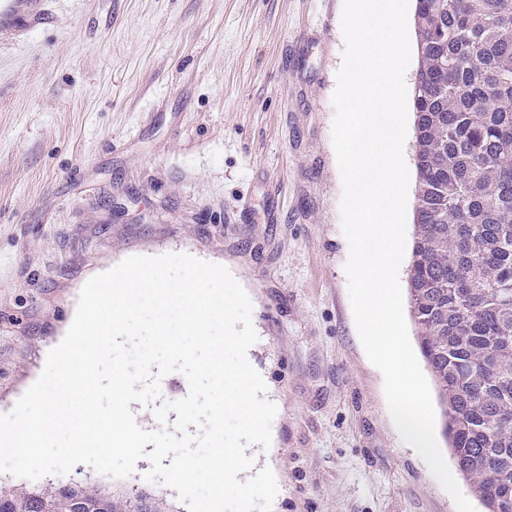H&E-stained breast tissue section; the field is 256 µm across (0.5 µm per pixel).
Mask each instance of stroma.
<instances>
[{
    "label": "stroma",
    "mask_w": 512,
    "mask_h": 512,
    "mask_svg": "<svg viewBox=\"0 0 512 512\" xmlns=\"http://www.w3.org/2000/svg\"><path fill=\"white\" fill-rule=\"evenodd\" d=\"M343 0H49L0 30V414L123 259L227 267L252 302L249 363L277 407L272 512H456L389 414L344 265L332 94ZM148 460L116 479L144 494Z\"/></svg>",
    "instance_id": "1"
}]
</instances>
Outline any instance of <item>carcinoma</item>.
Here are the masks:
<instances>
[{"label": "carcinoma", "mask_w": 512, "mask_h": 512, "mask_svg": "<svg viewBox=\"0 0 512 512\" xmlns=\"http://www.w3.org/2000/svg\"><path fill=\"white\" fill-rule=\"evenodd\" d=\"M417 174L408 311L451 458L483 512H512V0H415ZM162 512L56 483L0 512Z\"/></svg>", "instance_id": "obj_1"}]
</instances>
